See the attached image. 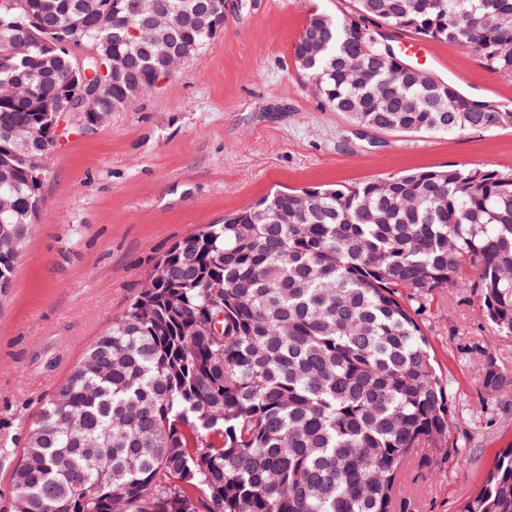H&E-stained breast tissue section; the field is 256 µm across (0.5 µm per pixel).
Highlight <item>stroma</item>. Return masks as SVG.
<instances>
[{
  "label": "stroma",
  "mask_w": 512,
  "mask_h": 512,
  "mask_svg": "<svg viewBox=\"0 0 512 512\" xmlns=\"http://www.w3.org/2000/svg\"><path fill=\"white\" fill-rule=\"evenodd\" d=\"M241 0L194 60L92 135L60 139L48 161L41 218L0 298V512H10V470L22 425L137 297L178 241L276 188L354 185L446 165L512 170V125L449 139L360 131L322 109L293 46L316 14L344 20L349 0ZM436 75L466 76L464 90L512 109V77L465 47L433 44ZM422 328L453 400L449 446L463 461L405 468L406 512H457L512 446V386L484 389L477 348L512 374V336L483 319L473 288L425 302Z\"/></svg>",
  "instance_id": "stroma-1"
}]
</instances>
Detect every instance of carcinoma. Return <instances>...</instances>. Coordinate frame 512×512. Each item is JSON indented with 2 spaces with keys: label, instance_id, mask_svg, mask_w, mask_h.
I'll return each instance as SVG.
<instances>
[{
  "label": "carcinoma",
  "instance_id": "1",
  "mask_svg": "<svg viewBox=\"0 0 512 512\" xmlns=\"http://www.w3.org/2000/svg\"><path fill=\"white\" fill-rule=\"evenodd\" d=\"M0 13V295L38 222L57 116L83 85L105 111L175 70L153 42L205 48L158 0L165 32L125 0H16ZM458 43L512 77V0H352L294 46L318 103L375 131L448 137L512 110L431 72L412 78L381 30ZM99 57L72 78L73 49ZM33 144L19 155L15 142ZM475 276L482 316L512 335V172L450 165L334 189H276L207 224L156 263L150 287L98 336L24 429L13 512H394L404 464L454 428L451 395L414 307ZM211 323L222 325L214 334ZM479 378L512 382L480 352ZM458 512H512V448Z\"/></svg>",
  "mask_w": 512,
  "mask_h": 512
}]
</instances>
